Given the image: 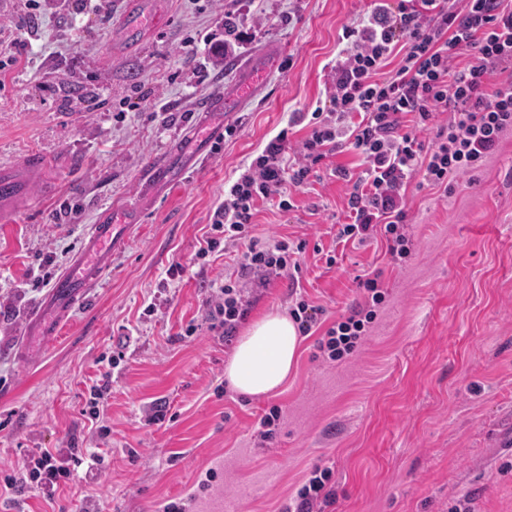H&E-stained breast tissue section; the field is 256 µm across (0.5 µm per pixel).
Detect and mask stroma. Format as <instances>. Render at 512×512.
I'll use <instances>...</instances> for the list:
<instances>
[{
    "label": "stroma",
    "instance_id": "35a3bbf8",
    "mask_svg": "<svg viewBox=\"0 0 512 512\" xmlns=\"http://www.w3.org/2000/svg\"><path fill=\"white\" fill-rule=\"evenodd\" d=\"M169 2L166 22L127 50L114 44L126 0H112L109 22L49 11L29 32L13 0H0V30L20 39L0 41V61L22 56L0 76V166L21 175L20 196L0 205V470L35 448L90 449L99 461L61 495L67 512L86 494L101 512H163L193 496L194 512H281L317 465L333 472L319 512H512V133L447 190L409 187L404 259L380 231L362 244L336 239L349 185L330 169L360 172L355 151L292 191L291 210L258 202L253 234L304 247L299 272L260 288L250 319L303 300L329 327L364 302L373 277L385 301L348 358L326 361L318 335L303 337L278 390L241 396L224 379L236 342L210 331L205 309L213 284L236 276L242 247L197 251L225 183L291 113L325 102L343 29L372 0H255L272 25L219 69L205 40L224 33L222 0ZM265 53L275 68L239 96L242 64ZM81 85L99 90L96 111L71 95ZM152 89L144 109L124 108ZM223 95L234 111L207 113ZM220 125L228 134L196 156L200 136ZM174 151L194 156L189 170L146 186ZM32 154L44 165L29 176ZM64 202L80 207L77 222L58 219ZM107 209L121 237L110 265L64 337L25 364L18 342L45 302L43 276L73 268ZM106 374L102 437L82 411L88 384ZM274 406L280 423L260 441Z\"/></svg>",
    "mask_w": 512,
    "mask_h": 512
}]
</instances>
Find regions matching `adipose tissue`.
<instances>
[{
	"instance_id": "adipose-tissue-1",
	"label": "adipose tissue",
	"mask_w": 512,
	"mask_h": 512,
	"mask_svg": "<svg viewBox=\"0 0 512 512\" xmlns=\"http://www.w3.org/2000/svg\"><path fill=\"white\" fill-rule=\"evenodd\" d=\"M299 342L297 326L287 315L268 313L254 320L224 367L227 384L252 397L273 393L294 369Z\"/></svg>"
}]
</instances>
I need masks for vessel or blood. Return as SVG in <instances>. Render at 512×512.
<instances>
[{
	"instance_id": "b4317fda",
	"label": "vessel or blood",
	"mask_w": 512,
	"mask_h": 512,
	"mask_svg": "<svg viewBox=\"0 0 512 512\" xmlns=\"http://www.w3.org/2000/svg\"><path fill=\"white\" fill-rule=\"evenodd\" d=\"M163 21L164 17L160 12L149 11L134 4L119 29L124 32L129 43L138 45L142 43L146 30L160 26ZM116 242L112 214L104 212L92 226L82 248L77 269L58 275L54 280L46 300L47 315L33 318L26 337L30 356H37L47 342L56 336V319L69 315L85 303L92 288L96 287L101 273L109 265L112 246Z\"/></svg>"
}]
</instances>
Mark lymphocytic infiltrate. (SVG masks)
<instances>
[{
    "label": "lymphocytic infiltrate",
    "mask_w": 512,
    "mask_h": 512,
    "mask_svg": "<svg viewBox=\"0 0 512 512\" xmlns=\"http://www.w3.org/2000/svg\"><path fill=\"white\" fill-rule=\"evenodd\" d=\"M331 67L327 104L312 115L292 113L289 127L304 122L309 132L291 148L287 130L269 139L261 153L240 169L224 189L212 215L214 237L199 256L222 241L244 245L236 279L216 285L206 302L211 330L232 337L250 313L245 281L267 285L297 268L294 250L282 240L251 234L261 200H277L289 210L288 186L308 182L316 166L336 150H357L365 167L334 176L350 182L345 220L338 240H363L383 228L392 257L411 252L406 192L413 181L447 188L450 179L473 168L512 131V0H375L354 26ZM469 63L454 69L460 51ZM402 57L393 71L385 65L393 52ZM447 113L434 125L437 113ZM433 132L431 144L422 133ZM367 297L329 327L319 344L326 361L350 356L368 334L375 309L384 299L376 279L364 282ZM88 458L83 448H46L6 471L0 482L17 491H34L55 502L60 489Z\"/></svg>",
    "instance_id": "1"
}]
</instances>
